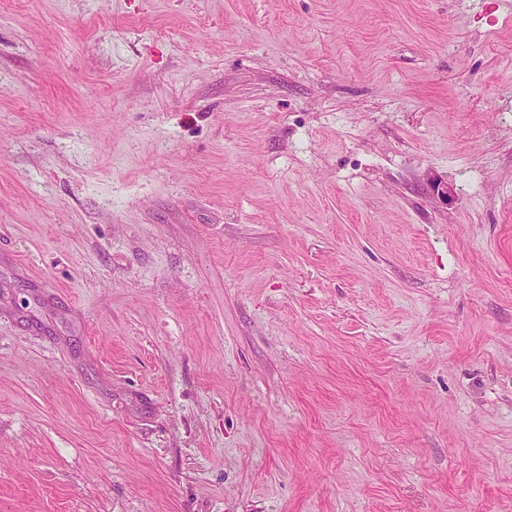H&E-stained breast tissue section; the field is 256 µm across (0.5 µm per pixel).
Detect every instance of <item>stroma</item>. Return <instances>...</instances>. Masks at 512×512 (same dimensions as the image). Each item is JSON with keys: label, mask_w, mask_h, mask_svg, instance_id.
I'll return each mask as SVG.
<instances>
[{"label": "stroma", "mask_w": 512, "mask_h": 512, "mask_svg": "<svg viewBox=\"0 0 512 512\" xmlns=\"http://www.w3.org/2000/svg\"><path fill=\"white\" fill-rule=\"evenodd\" d=\"M0 512H512V0H0Z\"/></svg>", "instance_id": "stroma-1"}]
</instances>
